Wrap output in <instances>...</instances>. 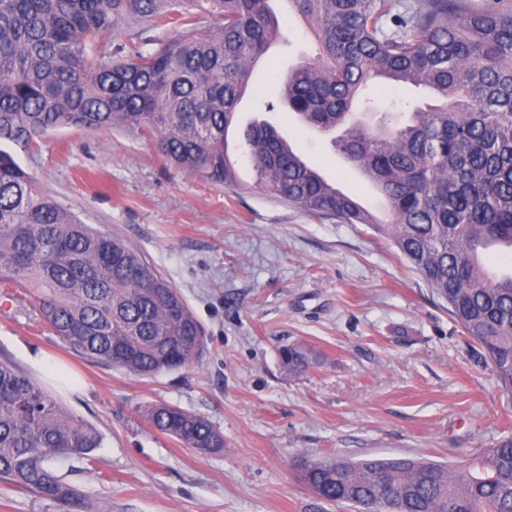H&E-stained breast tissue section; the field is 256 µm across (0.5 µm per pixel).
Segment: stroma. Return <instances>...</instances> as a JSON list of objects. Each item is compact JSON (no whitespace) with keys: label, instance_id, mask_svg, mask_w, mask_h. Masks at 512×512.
<instances>
[{"label":"stroma","instance_id":"1","mask_svg":"<svg viewBox=\"0 0 512 512\" xmlns=\"http://www.w3.org/2000/svg\"><path fill=\"white\" fill-rule=\"evenodd\" d=\"M283 43L257 70L239 126L266 120L320 172L372 212L383 200L335 150L332 138L277 103L286 71L317 56L307 22L272 0ZM380 112L406 121L434 94L378 80L367 91ZM37 184L86 224L135 247L201 324L203 358L149 378L90 363L41 326L31 302L0 297V358L10 359L104 441L91 460L60 471L84 512H350L301 480L319 458H425L464 465L512 432V397L478 363L446 304L414 273L384 224L311 216L252 185L231 190L188 176L123 128L63 129L36 148L12 146ZM308 364L292 374L281 346ZM82 380L68 394L34 369ZM166 403L201 416L224 436L202 455L156 432L142 409Z\"/></svg>","mask_w":512,"mask_h":512}]
</instances>
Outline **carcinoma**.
Segmentation results:
<instances>
[{
	"mask_svg": "<svg viewBox=\"0 0 512 512\" xmlns=\"http://www.w3.org/2000/svg\"><path fill=\"white\" fill-rule=\"evenodd\" d=\"M319 54L288 71L282 100L321 132L345 124L375 75L444 99L392 128L351 124L335 141L387 203L394 243L512 395V275L491 279L478 250L512 247V0H288ZM169 35L111 49L127 22ZM278 24L269 0H0V288L29 295L43 323L81 358L138 377L199 361L201 325L181 293L124 240L81 223L10 152L51 130L120 126L152 139L166 162L239 184L224 133L252 88ZM246 144L254 187L312 216L373 224V213L265 120ZM298 373L300 347L280 350ZM154 430L207 454L224 437L206 419L154 404ZM103 443L30 376L0 359V480L81 512L58 474ZM301 479L329 503L370 512H512V435L467 464L399 459L306 461Z\"/></svg>",
	"mask_w": 512,
	"mask_h": 512,
	"instance_id": "1",
	"label": "carcinoma"
}]
</instances>
